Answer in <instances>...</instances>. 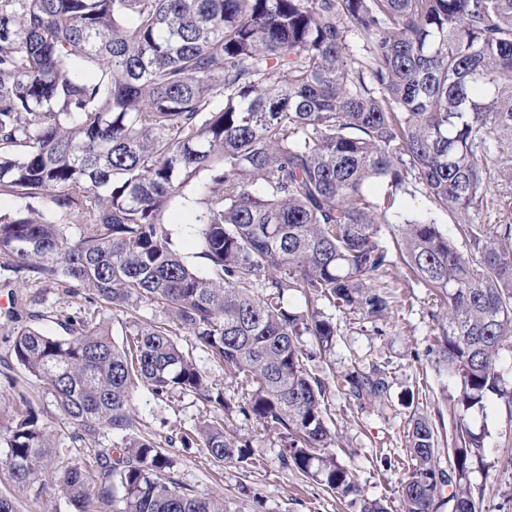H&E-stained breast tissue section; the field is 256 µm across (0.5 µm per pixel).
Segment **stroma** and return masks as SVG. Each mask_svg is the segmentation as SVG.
<instances>
[{
	"instance_id": "1",
	"label": "stroma",
	"mask_w": 512,
	"mask_h": 512,
	"mask_svg": "<svg viewBox=\"0 0 512 512\" xmlns=\"http://www.w3.org/2000/svg\"><path fill=\"white\" fill-rule=\"evenodd\" d=\"M189 220L187 209L172 207L169 223L173 247L191 268L204 275L208 267L189 232ZM389 284L395 297L393 311L375 325L327 301H318V308L336 326V347L329 363L319 364L317 371L326 376L356 369L386 373L389 390L384 400L360 402L334 389L327 413L344 447L339 459L355 475L362 496L381 502L389 512H402L400 486L407 465L406 435L413 419L436 416L446 380L439 375L435 356L429 351L441 315L437 301L407 275L405 268H395ZM34 295L41 297L45 313L40 328L56 336L64 333L65 317L88 314L109 320L112 337L119 343L135 321L158 319L162 312L146 304L127 313L112 311L89 298L63 296L49 284L26 283L8 274L0 276V429L6 428L24 402L30 401L47 406L41 424L52 443L48 469L31 487L15 485L6 466L0 463V493L15 499L18 512H74L54 477L68 465L84 460L90 450L72 442L70 427L48 407L50 397L45 385L28 377L13 354L14 332L29 322L21 300ZM175 340L211 381L223 384L228 398L238 399L241 388L226 375L223 364L213 361L185 331H178ZM133 409L142 431L159 442L190 428L205 412L203 405L191 398L173 396L161 401L144 388L135 392ZM469 418L474 427L490 433L484 463L471 475L473 484L485 490L483 512H512V464L505 462L507 451L512 450V414L491 399L484 409L473 410ZM229 425L238 438L247 440L249 464L240 467L217 463L205 449L177 448L173 451L176 464L172 477L179 485L224 498L230 512H359V503L338 500L316 482L285 469L283 441L256 420L237 415Z\"/></svg>"
}]
</instances>
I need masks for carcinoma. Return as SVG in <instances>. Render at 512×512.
I'll return each mask as SVG.
<instances>
[{"mask_svg":"<svg viewBox=\"0 0 512 512\" xmlns=\"http://www.w3.org/2000/svg\"><path fill=\"white\" fill-rule=\"evenodd\" d=\"M360 44L349 48V39ZM512 142V0H0V195L49 211L0 214V274L87 292L112 309L164 310L118 345L110 323L67 318L69 335L15 334L17 365L46 385L72 439L118 436L57 477L77 512H229L177 485L169 449L201 444L246 466L249 444L218 413L253 418L287 441L284 467L342 499L361 494L326 421L329 380L309 363L336 346L323 299L370 322L391 311L384 278L402 263L447 307L439 372L451 385L448 468L435 423L408 431L404 512H482L471 474L488 434L469 413L494 397L512 352V224H474L489 207L491 144ZM386 184L372 196L367 186ZM263 193L251 190L254 183ZM423 189L432 218L381 233L398 196ZM192 213L197 274L172 249L166 214ZM83 227L78 237L69 225ZM263 276L267 293L252 288ZM298 293L304 311L285 307ZM193 336L244 387L232 401L172 339ZM310 337L304 347L301 337ZM191 396L217 415L166 439L141 433L132 400ZM336 387L381 400L385 373ZM44 408L27 403L0 442L27 487L50 448Z\"/></svg>","mask_w":512,"mask_h":512,"instance_id":"carcinoma-1","label":"carcinoma"}]
</instances>
